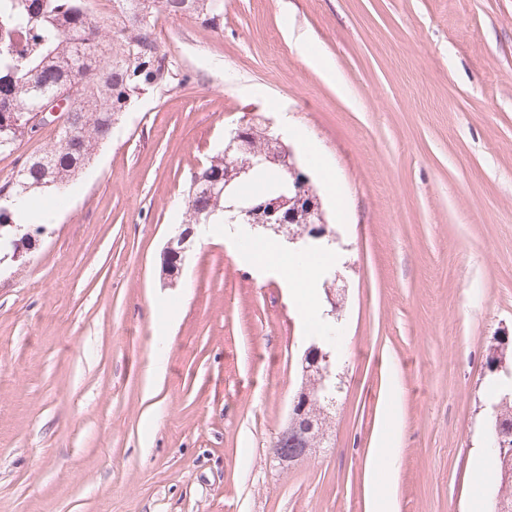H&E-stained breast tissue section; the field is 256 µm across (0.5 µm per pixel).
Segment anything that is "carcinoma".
Listing matches in <instances>:
<instances>
[{
    "label": "carcinoma",
    "instance_id": "obj_1",
    "mask_svg": "<svg viewBox=\"0 0 512 512\" xmlns=\"http://www.w3.org/2000/svg\"><path fill=\"white\" fill-rule=\"evenodd\" d=\"M162 15L195 18L210 27L224 21V0H112V37L103 36L88 0H0V154L17 151L25 138V116L47 96L73 100L69 128L55 134L38 156L25 159L16 175L0 186V226L16 224L15 204L44 190H60L93 160L112 133V118L127 103L165 81L167 55L154 30ZM224 154L191 181L224 174ZM285 189L280 167L252 169L236 192L243 207ZM224 211V196L204 191L187 194V224H198ZM341 381L320 384L306 377L301 390L315 395L306 411L276 436L273 447L295 451L294 438L318 448L329 426Z\"/></svg>",
    "mask_w": 512,
    "mask_h": 512
}]
</instances>
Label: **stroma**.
<instances>
[{"label":"stroma","instance_id":"35a3bbf8","mask_svg":"<svg viewBox=\"0 0 512 512\" xmlns=\"http://www.w3.org/2000/svg\"><path fill=\"white\" fill-rule=\"evenodd\" d=\"M157 37L170 80L122 114L26 266L0 265V512H367L382 437L394 512H491L473 453L490 377L512 380V358L485 367L512 342V0H224L223 27L169 16ZM247 112L336 236L337 338L280 268L246 265L254 229L196 226L163 278L191 175ZM313 344L342 378L332 445L281 468ZM185 230H187V228H185L183 231ZM192 234L193 228L189 227V229L186 232L173 237L166 246L164 257L166 258L167 256L174 254L177 259V265L175 270L169 274H165L167 276V280H169V283L171 284L175 281V279L180 275L182 271V266L185 258V251L187 249L186 244L188 243Z\"/></svg>","mask_w":512,"mask_h":512}]
</instances>
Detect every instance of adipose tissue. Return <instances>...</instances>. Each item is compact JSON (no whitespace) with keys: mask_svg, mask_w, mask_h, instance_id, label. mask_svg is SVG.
<instances>
[{"mask_svg":"<svg viewBox=\"0 0 512 512\" xmlns=\"http://www.w3.org/2000/svg\"><path fill=\"white\" fill-rule=\"evenodd\" d=\"M244 259L259 266H277L282 269L294 297V302L315 332H322L325 324L319 311L317 287L324 271L336 262L334 253H284L275 244L251 243ZM397 451L388 442H379L372 450L376 478L370 488L371 512H392L387 492L388 482L395 470Z\"/></svg>","mask_w":512,"mask_h":512,"instance_id":"1","label":"adipose tissue"}]
</instances>
